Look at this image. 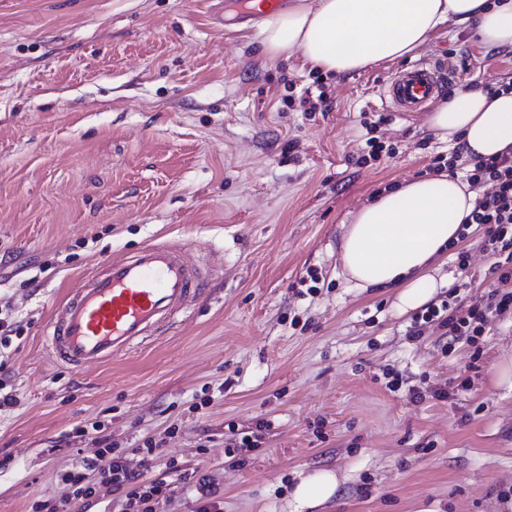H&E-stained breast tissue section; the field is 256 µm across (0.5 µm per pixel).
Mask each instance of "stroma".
<instances>
[{
	"instance_id": "obj_1",
	"label": "stroma",
	"mask_w": 512,
	"mask_h": 512,
	"mask_svg": "<svg viewBox=\"0 0 512 512\" xmlns=\"http://www.w3.org/2000/svg\"><path fill=\"white\" fill-rule=\"evenodd\" d=\"M232 17L227 0H0V315L20 327L0 346L17 399L0 409V512L65 497L62 473L96 449L75 430L96 421L145 482L174 483L157 512H196L201 476L220 512H296L295 486L322 469L338 489L311 512H512V392L494 382L512 311L468 341L435 321L414 338L396 289L350 287L338 260L350 212L458 148L427 113L385 108L381 82L447 59L439 100L494 90L512 52L447 24L412 58L314 77ZM317 78L329 111L282 105ZM365 120L386 151L360 165ZM483 236L448 249L465 304L498 285ZM154 242L188 245L205 292L128 355L58 363L56 306Z\"/></svg>"
}]
</instances>
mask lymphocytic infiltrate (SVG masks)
I'll return each instance as SVG.
<instances>
[{
    "label": "lymphocytic infiltrate",
    "instance_id": "obj_1",
    "mask_svg": "<svg viewBox=\"0 0 512 512\" xmlns=\"http://www.w3.org/2000/svg\"><path fill=\"white\" fill-rule=\"evenodd\" d=\"M467 180L480 189L475 208L466 221L484 228V247L497 255L498 286L487 296L472 298L467 306L428 307L426 316L438 319L449 343L482 333L491 317L512 310V155L467 159ZM99 449L84 457L78 469L62 474L68 497L53 504L49 512H71L81 502L96 497L100 490L124 491L130 512H155L159 497H170L169 484L144 482L140 473L129 470L121 455L115 454L102 424H94Z\"/></svg>",
    "mask_w": 512,
    "mask_h": 512
}]
</instances>
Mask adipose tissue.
<instances>
[{
	"label": "adipose tissue",
	"instance_id": "obj_1",
	"mask_svg": "<svg viewBox=\"0 0 512 512\" xmlns=\"http://www.w3.org/2000/svg\"><path fill=\"white\" fill-rule=\"evenodd\" d=\"M473 28L481 45L512 51V0H292L265 17L267 58L300 52L327 72L353 74L402 59L447 23ZM427 124L444 141L459 140L465 156L512 152V91L455 90ZM477 194L445 172L382 191L341 224V261L352 287L397 289L399 313L427 304L447 276L431 268L460 237ZM338 481L329 471L306 476L292 496L298 507L327 502Z\"/></svg>",
	"mask_w": 512,
	"mask_h": 512
}]
</instances>
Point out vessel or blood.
Instances as JSON below:
<instances>
[{
    "label": "vessel or blood",
    "instance_id": "obj_1",
    "mask_svg": "<svg viewBox=\"0 0 512 512\" xmlns=\"http://www.w3.org/2000/svg\"><path fill=\"white\" fill-rule=\"evenodd\" d=\"M446 75L440 67L410 66L383 83L381 101L413 115L435 99ZM205 277L182 246L148 244L109 260L56 308L48 337L51 351L75 370L132 351L173 324L199 295Z\"/></svg>",
    "mask_w": 512,
    "mask_h": 512
}]
</instances>
